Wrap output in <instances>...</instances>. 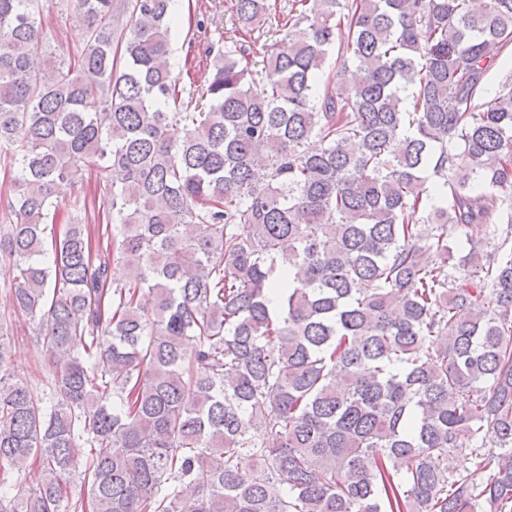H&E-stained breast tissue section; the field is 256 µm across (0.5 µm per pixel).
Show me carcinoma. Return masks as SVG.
Wrapping results in <instances>:
<instances>
[{"label":"carcinoma","instance_id":"1","mask_svg":"<svg viewBox=\"0 0 512 512\" xmlns=\"http://www.w3.org/2000/svg\"><path fill=\"white\" fill-rule=\"evenodd\" d=\"M170 2L66 0L84 46L43 69L42 0H0V257L55 367L43 408L0 341V473L45 472L0 512H512V248L472 249L512 240V0H236L287 37L186 100ZM92 176L106 247L46 241ZM512 71V53L502 54L497 60L496 65L489 72L486 79V96L490 98L495 94L502 78ZM60 209L56 215V224H49L47 234L50 240V235L60 232L65 226L70 224L76 211H74V202L79 199H86L87 203L95 201L96 207L100 204L101 199L99 196V187L94 177L76 186H61L58 190ZM53 227V230L51 229ZM51 229V230H50ZM475 247L479 251L480 256H497L500 253V246L504 234L499 232H484L474 233Z\"/></svg>","mask_w":512,"mask_h":512}]
</instances>
